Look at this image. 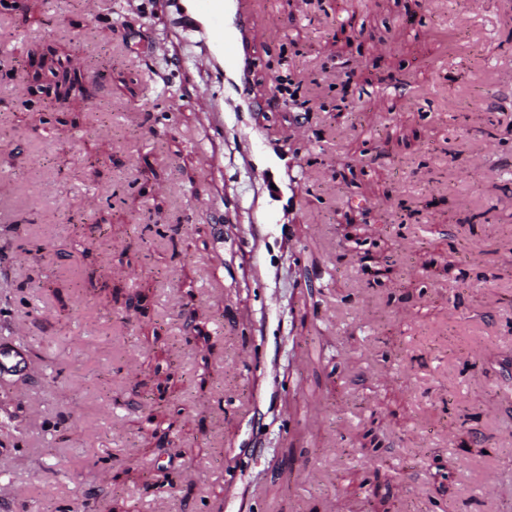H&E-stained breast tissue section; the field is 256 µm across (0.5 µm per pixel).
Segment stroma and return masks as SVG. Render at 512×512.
Returning a JSON list of instances; mask_svg holds the SVG:
<instances>
[{
    "label": "stroma",
    "mask_w": 512,
    "mask_h": 512,
    "mask_svg": "<svg viewBox=\"0 0 512 512\" xmlns=\"http://www.w3.org/2000/svg\"><path fill=\"white\" fill-rule=\"evenodd\" d=\"M252 2L263 232L167 0H0V512H512V0ZM271 184H274L275 188H271ZM265 185L267 190L276 198L277 201H281L286 197L288 205L290 204L292 207L300 206L302 204L303 195L305 194L307 186L306 180L302 178L289 179L288 182H284L280 179L279 182H276L273 175L266 180Z\"/></svg>",
    "instance_id": "obj_1"
}]
</instances>
